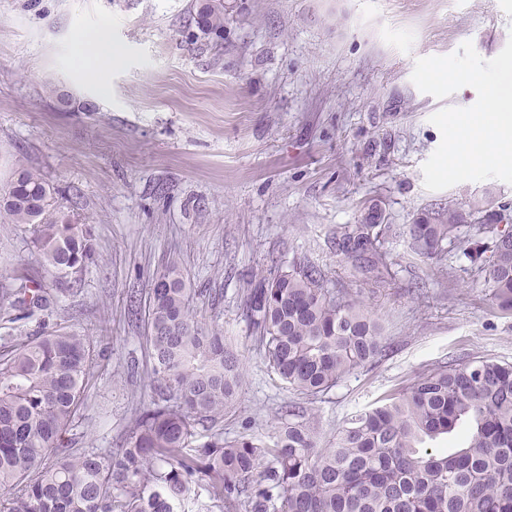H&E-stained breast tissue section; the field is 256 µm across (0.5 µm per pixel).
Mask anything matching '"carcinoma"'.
<instances>
[{"label": "carcinoma", "instance_id": "1", "mask_svg": "<svg viewBox=\"0 0 512 512\" xmlns=\"http://www.w3.org/2000/svg\"><path fill=\"white\" fill-rule=\"evenodd\" d=\"M205 38L224 33V0L197 17ZM492 191L417 215L400 233L406 255L436 259L447 246L484 259V287L512 313V232ZM336 228V250L354 282L388 279L390 224L376 213ZM0 217L33 229V248L61 275L94 262L90 228L51 203L31 169L0 189ZM306 259L277 264L250 282L245 317L270 368L312 400L384 352V325L358 298L331 291ZM197 293L179 264L153 278L145 309L158 399L140 411L123 445L107 454L68 449L92 364L87 337L55 330L0 359V512H512V365L478 358L421 372L387 402L352 416L336 443L320 448L302 406L280 414L265 439L217 433L196 445L237 400L244 368L224 331L198 319ZM50 293L25 276L0 288V310L33 312ZM460 433L455 448L427 440ZM205 482L208 501L192 497Z\"/></svg>", "mask_w": 512, "mask_h": 512}]
</instances>
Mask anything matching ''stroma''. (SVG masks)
Wrapping results in <instances>:
<instances>
[{"mask_svg":"<svg viewBox=\"0 0 512 512\" xmlns=\"http://www.w3.org/2000/svg\"><path fill=\"white\" fill-rule=\"evenodd\" d=\"M203 0H0V187L38 171L53 205L89 225L96 261L55 280L29 249V226L0 223V284L57 282L50 306L13 321L0 312V358L40 331L73 330L95 355L68 433L78 451L119 447L157 382L130 293L177 261L213 296L245 372L235 409L212 432L268 437L297 398L267 365L243 315L246 288L271 260L307 258L329 285L356 290L385 325L386 354L306 401L320 447L357 411L422 371L455 359L512 364V314L460 250L410 260L386 247V287H352L336 229L368 207L403 227L424 210L512 184L424 185L439 146L431 116L477 100L465 86L438 99L411 75L418 59L471 42L497 56L512 38V0H224V38L199 36ZM108 26L120 55L98 78L78 36Z\"/></svg>","mask_w":512,"mask_h":512,"instance_id":"obj_1","label":"stroma"}]
</instances>
